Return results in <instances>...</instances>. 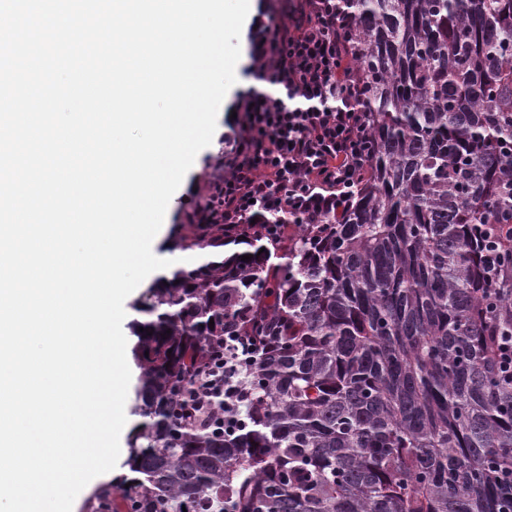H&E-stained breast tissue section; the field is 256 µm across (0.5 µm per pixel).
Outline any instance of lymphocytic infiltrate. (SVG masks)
Returning a JSON list of instances; mask_svg holds the SVG:
<instances>
[{"label": "lymphocytic infiltrate", "mask_w": 512, "mask_h": 512, "mask_svg": "<svg viewBox=\"0 0 512 512\" xmlns=\"http://www.w3.org/2000/svg\"><path fill=\"white\" fill-rule=\"evenodd\" d=\"M354 26L346 0H288L287 16L256 21L248 72L278 95L251 91L242 99L231 155L213 173L191 223L228 230L249 223L275 238L280 227L273 217L318 224L341 216L368 149L369 119L361 108L366 88L349 50ZM253 349L241 338L208 363L182 401L183 418L211 414L220 421L247 406L251 390L224 376L236 373Z\"/></svg>", "instance_id": "lymphocytic-infiltrate-1"}]
</instances>
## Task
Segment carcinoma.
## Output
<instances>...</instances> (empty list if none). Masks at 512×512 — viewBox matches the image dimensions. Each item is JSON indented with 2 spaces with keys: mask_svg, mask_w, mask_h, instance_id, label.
Returning a JSON list of instances; mask_svg holds the SVG:
<instances>
[{
  "mask_svg": "<svg viewBox=\"0 0 512 512\" xmlns=\"http://www.w3.org/2000/svg\"><path fill=\"white\" fill-rule=\"evenodd\" d=\"M347 5L360 188L274 243L181 241L211 254L134 305L143 421L95 512H512V0ZM259 334L239 425L186 423L224 339Z\"/></svg>",
  "mask_w": 512,
  "mask_h": 512,
  "instance_id": "obj_1",
  "label": "carcinoma"
}]
</instances>
